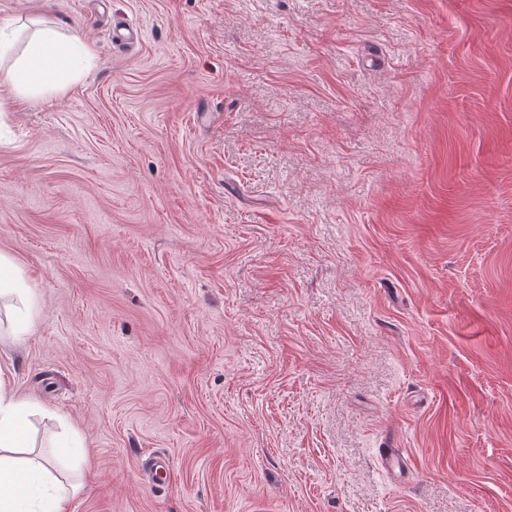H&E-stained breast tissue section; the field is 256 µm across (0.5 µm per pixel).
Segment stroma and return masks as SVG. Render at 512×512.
I'll use <instances>...</instances> for the list:
<instances>
[{"mask_svg": "<svg viewBox=\"0 0 512 512\" xmlns=\"http://www.w3.org/2000/svg\"><path fill=\"white\" fill-rule=\"evenodd\" d=\"M33 15L90 56L0 91V369L70 512H512V0ZM17 297L22 307L13 322L11 336H27L35 324L37 306L24 288L22 276L15 269L11 261L0 254V297Z\"/></svg>", "mask_w": 512, "mask_h": 512, "instance_id": "1", "label": "stroma"}]
</instances>
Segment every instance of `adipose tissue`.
Instances as JSON below:
<instances>
[{"mask_svg": "<svg viewBox=\"0 0 512 512\" xmlns=\"http://www.w3.org/2000/svg\"><path fill=\"white\" fill-rule=\"evenodd\" d=\"M85 54L63 42L51 28L37 29L22 56L0 68V87L27 96L53 84L64 68H76ZM20 300L11 333L25 336L35 324L37 307L11 261L0 255V297ZM34 405L0 377V512H68L76 488L53 474L50 459L35 454L29 438Z\"/></svg>", "mask_w": 512, "mask_h": 512, "instance_id": "adipose-tissue-1", "label": "adipose tissue"}]
</instances>
